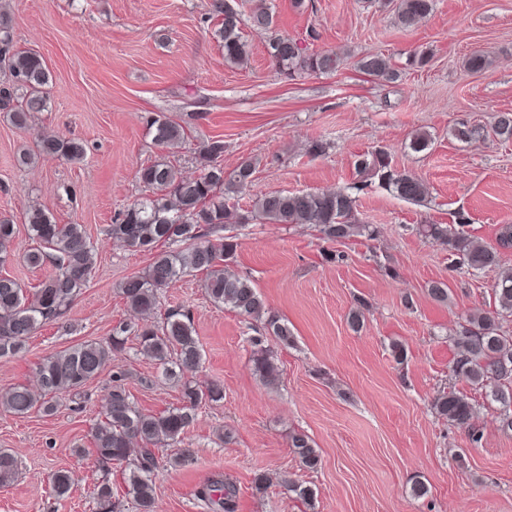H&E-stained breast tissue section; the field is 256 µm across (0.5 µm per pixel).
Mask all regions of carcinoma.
<instances>
[{
  "label": "carcinoma",
  "instance_id": "obj_1",
  "mask_svg": "<svg viewBox=\"0 0 512 512\" xmlns=\"http://www.w3.org/2000/svg\"><path fill=\"white\" fill-rule=\"evenodd\" d=\"M380 8H391L394 22L410 28L433 9L434 0H370ZM211 12L222 18L219 37L224 46V61L231 66L244 64L249 57L243 27L267 32L273 27V14L264 3L242 14L235 0H212ZM267 55L278 73L287 78L302 74H332L344 59L341 51L308 53L301 43L286 35L274 34L266 44ZM359 69L373 77L396 80L400 77L391 59L382 53L370 54L358 63ZM0 71L10 87L0 96V112L7 114L18 128H25L36 112L47 108L45 88L51 73L43 58L34 52L14 49L11 19L0 13ZM153 142L159 147H175L183 143L185 128L160 113L150 120ZM454 135L461 141L496 137L512 140V113L500 112L488 127L461 125ZM224 155V141L208 139L198 150L200 174L184 177L172 164L159 161L140 168L137 178L149 195L129 204L113 224L108 235L134 251L148 252L151 263L143 275L127 278L121 294L134 312L150 315L159 304V292L183 276L204 274L203 288L211 303L225 307L239 316L260 323L249 337L253 347L252 370L270 384L280 377L277 354L273 346L287 347L294 342L288 325L272 314L264 298L251 280L226 271L234 258L236 236L226 233L232 224H300L318 230L328 242H342L357 236L371 238L375 228L357 218V200L347 191L272 193L256 197L250 211L240 213L228 201L252 183L257 163L242 161L230 174H224L219 158ZM61 158L80 163L86 157L83 143L75 138L46 130L41 133L36 150L25 152L21 162L35 157ZM356 166L369 170L379 183L398 198L420 205L427 195L425 182L419 177L395 169L384 151L365 154ZM30 244L24 252L31 267L50 264L52 272L38 285L27 289L10 276L0 275V359L23 352L28 339L42 325L65 316L86 288L97 263V252L85 227L81 224H58L40 206L30 207L25 214ZM418 234L440 243L457 257L458 264L471 273H480L501 265V250L512 247V225L502 227L498 247L479 242L468 235L464 224L450 228L446 224H419ZM16 238L15 224L0 219V262L11 252ZM168 242L180 243L179 250H160ZM499 310L469 315L460 325L455 344L457 357L452 372L472 385L491 387L490 395L502 406V428L512 430V336L503 330L500 319L512 315V268L505 269L494 286ZM136 331L140 351L156 362L166 379L182 383L181 405L159 413H146L135 403L124 384V373L112 375L102 405L100 418L92 427L94 448L85 453L91 463L102 469L112 464L130 465L124 495L136 512H155L156 490L153 475L158 467L155 448L181 442V435L195 420L204 402L224 399V387L217 383L206 386L182 381L185 374L196 371L202 352L191 317L173 310L164 320H145L136 326L121 322L112 328L105 341L84 342L46 357L37 367L39 393L26 385H18L0 398V405L18 416L37 410L53 414L62 398L77 395L96 379L112 354L124 346L126 334ZM433 412L448 422L468 430L473 443L480 436L470 428L473 406L469 398L452 389L440 390L431 402ZM290 445L303 466L314 469L320 456L313 440L296 430ZM18 462L15 455L0 448V484L15 478ZM57 496H67L73 485L72 472L66 469L51 475ZM286 491L304 502L314 498L313 490L293 480L284 481ZM98 512H116L112 483L96 486ZM236 488L228 479H217L201 492L211 512H234Z\"/></svg>",
  "mask_w": 512,
  "mask_h": 512
}]
</instances>
